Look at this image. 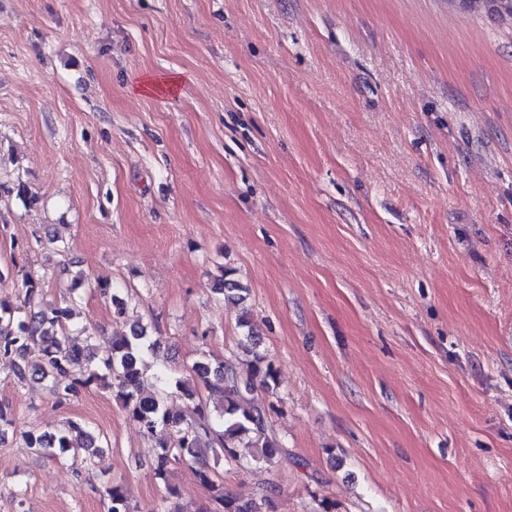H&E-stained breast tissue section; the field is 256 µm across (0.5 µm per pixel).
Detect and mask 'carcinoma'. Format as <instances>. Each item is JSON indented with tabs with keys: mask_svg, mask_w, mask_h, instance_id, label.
<instances>
[{
	"mask_svg": "<svg viewBox=\"0 0 512 512\" xmlns=\"http://www.w3.org/2000/svg\"><path fill=\"white\" fill-rule=\"evenodd\" d=\"M469 12L485 11L499 20L512 21V0H448ZM233 270L224 269L214 292L229 300L241 299L243 287L232 278ZM22 304L0 299V360L13 359L16 374L46 383L51 396L62 403L93 385L112 392L131 420L144 434L154 439L156 455L154 475L161 489L159 512H176L173 499L177 489L169 477L177 465L195 469L201 482L214 492L216 508L205 512H271L273 500L267 494L244 500L224 490L214 481L209 457L223 454L224 461H239L238 449L251 448L256 463H271L284 452L283 445L269 426L268 409L254 402L252 394L259 388L268 392L279 385L278 371L257 350L249 319L240 326L247 329L238 351L222 358L203 352L187 367L185 377L150 373L148 356L155 351L149 326L134 322L129 333L112 337L110 352L97 358L94 352L82 351L70 343L73 309L58 304L38 310L31 306L37 282L27 277ZM42 346V363L32 365L23 353L32 344ZM88 361L85 373L68 378L69 368L80 359ZM155 380L156 391L144 393L145 383ZM220 396L222 404L212 410L201 392ZM191 401L195 417L186 421L168 406L172 397ZM24 447L34 454L65 456L84 452L89 458L98 451L95 438L85 426L70 421L57 435L36 431L23 433ZM109 512H133L130 498L120 485L105 488Z\"/></svg>",
	"mask_w": 512,
	"mask_h": 512,
	"instance_id": "carcinoma-1",
	"label": "carcinoma"
}]
</instances>
